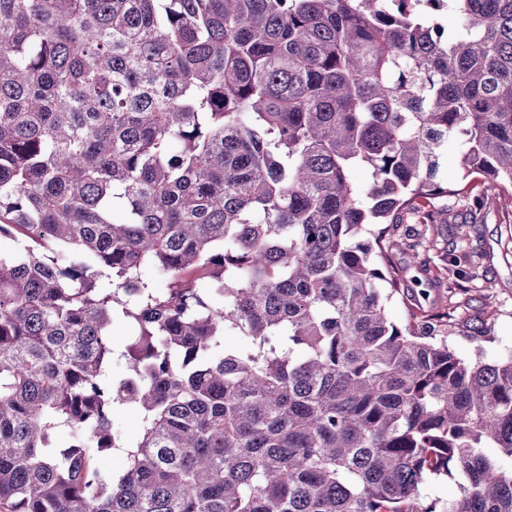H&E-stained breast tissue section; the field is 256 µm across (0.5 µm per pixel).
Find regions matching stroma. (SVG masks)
I'll use <instances>...</instances> for the list:
<instances>
[{
  "label": "stroma",
  "instance_id": "1",
  "mask_svg": "<svg viewBox=\"0 0 512 512\" xmlns=\"http://www.w3.org/2000/svg\"><path fill=\"white\" fill-rule=\"evenodd\" d=\"M435 208L446 211L448 221L437 233L426 234L424 225L408 223L401 236L416 242L413 255H402L407 264L408 285L422 306L438 303L448 308L455 331L448 342L465 359L482 354L493 361L512 355V206L490 205L475 209L471 198H439ZM469 223L467 237L459 226ZM468 256L478 274L463 290L449 294L446 268L449 254ZM486 332L482 343H474L473 328Z\"/></svg>",
  "mask_w": 512,
  "mask_h": 512
}]
</instances>
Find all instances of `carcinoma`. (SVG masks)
<instances>
[{"label":"carcinoma","instance_id":"obj_1","mask_svg":"<svg viewBox=\"0 0 512 512\" xmlns=\"http://www.w3.org/2000/svg\"><path fill=\"white\" fill-rule=\"evenodd\" d=\"M475 180L512 198V0H0V509L512 512V355L386 310Z\"/></svg>","mask_w":512,"mask_h":512}]
</instances>
